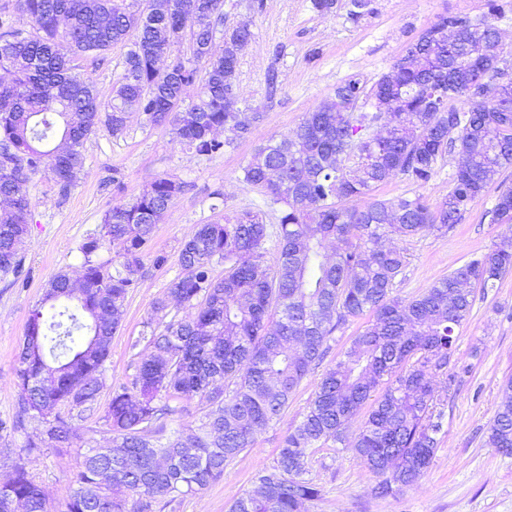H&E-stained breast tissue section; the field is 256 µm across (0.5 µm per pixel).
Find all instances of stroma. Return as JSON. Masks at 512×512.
Masks as SVG:
<instances>
[{"instance_id":"35a3bbf8","label":"stroma","mask_w":512,"mask_h":512,"mask_svg":"<svg viewBox=\"0 0 512 512\" xmlns=\"http://www.w3.org/2000/svg\"><path fill=\"white\" fill-rule=\"evenodd\" d=\"M501 16H490L489 0H372L371 12L355 20L349 0H338L335 13L324 16L311 0H224L223 29L247 26L251 37L238 59L240 107L259 112L260 119L244 138L219 133L223 149L200 156L175 140L171 124H148L141 113H129L126 129L115 136L98 129L85 144V165L67 198H60L48 172L31 177L25 186L30 201L28 236L18 247L23 284L0 276V420L16 412V356L27 319L43 288L58 272L78 277L87 234L99 231L113 204L131 199L154 180L171 177L182 189L164 220L157 224L143 254L137 286L127 296L121 325L112 338L104 388L93 413L73 418L77 437L69 448L23 453L25 437L0 431V475L22 465L41 488L49 512H61L69 480L90 447L108 448L112 435L104 408L114 388L129 383L139 358L132 344L148 320H161L155 302L164 298L171 281L181 275L179 250L200 224L223 221L242 210H261L275 223L279 207L260 189L246 185L241 168L273 135L292 132L322 99L352 75L373 82L391 71L405 46L440 16L491 18L506 50L512 51V0H499ZM126 45L118 44L99 58H84L80 70L92 77L102 101H110L123 71ZM457 154L438 160L432 178L419 185L395 175L374 189L371 199L421 196L439 202L452 185ZM120 173L123 191H115L113 173ZM512 187V167L497 185L445 234L430 233L396 240L407 263L393 284L403 299L415 297L456 267L478 257L497 242L503 227L492 223L490 211L500 187ZM167 257L153 263L155 254ZM367 318L349 320L333 335V355L364 330ZM457 351L446 375L438 379L444 411L438 450L417 486L386 499L372 492L376 482L360 460L336 447L311 453L308 477L321 490L309 512H512V455L488 447L487 431L499 402L502 383L512 377V273L496 287L476 291L468 320L456 330ZM313 367L292 395L280 419L259 431L256 443L225 471L223 479L183 498L164 512H228L232 500L249 488L253 475L273 465L280 442L302 419L325 366Z\"/></svg>"}]
</instances>
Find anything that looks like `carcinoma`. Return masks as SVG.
<instances>
[{
	"instance_id": "carcinoma-1",
	"label": "carcinoma",
	"mask_w": 512,
	"mask_h": 512,
	"mask_svg": "<svg viewBox=\"0 0 512 512\" xmlns=\"http://www.w3.org/2000/svg\"><path fill=\"white\" fill-rule=\"evenodd\" d=\"M38 34L23 37L0 19V274L22 275L17 245L29 233L24 192L46 170L66 197L84 169L85 143L100 127L124 133L136 108L151 124L169 123L180 145L213 155L226 131L242 138L257 112H227L238 55L251 36L224 32L214 50L222 0H165L167 10L132 9L127 0H17ZM136 31L112 99H99L74 61L98 56ZM188 40L190 57L159 66ZM498 30L468 16L443 15L410 42L391 72L372 86L353 75L307 112L291 134L272 136L242 167L243 182L281 204L278 223L245 210L201 224L179 251L182 274L156 302L188 308L161 327L144 324L132 381L112 390L103 418L112 448L87 449L64 512H155L224 477L256 433L276 421L311 367L331 350L333 333L365 314L371 323L341 351L302 420L281 442L274 465L254 476L229 512H305L321 490L307 473L311 450L332 442L352 451L377 478L375 497L416 484L440 444L436 375L455 355V328L467 321L475 288H493L512 271V189L501 191L491 221L498 243L411 299L393 295L405 254L386 241L448 231L512 166V63ZM204 75L198 101L183 93ZM462 159L448 195L345 201L391 175L424 184L438 159ZM181 183L158 178L106 211L100 231L80 247L83 274L61 271L29 315L17 354V410L1 431L26 435L28 454L73 444V411L96 405L112 336L144 248ZM277 260L264 264L267 244ZM112 245L119 266L95 260ZM224 267V275L215 268ZM203 395L209 409L195 427L167 432L170 401ZM367 415L349 432L363 408ZM42 429L27 432L28 419ZM487 444L512 454V378L500 391ZM47 512L22 466L0 478V512Z\"/></svg>"
}]
</instances>
